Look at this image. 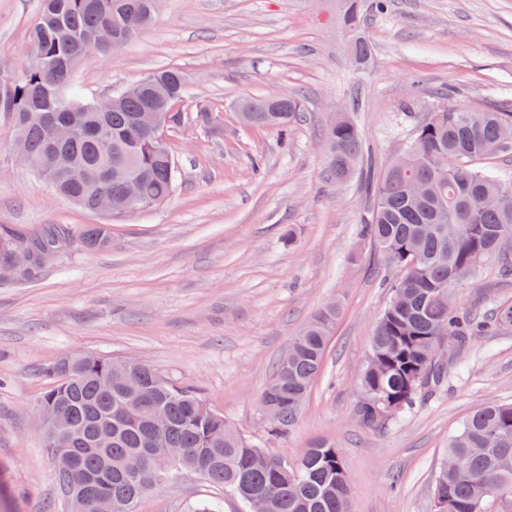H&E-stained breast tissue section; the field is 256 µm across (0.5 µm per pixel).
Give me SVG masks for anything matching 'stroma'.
Returning <instances> with one entry per match:
<instances>
[{
  "instance_id": "stroma-1",
  "label": "stroma",
  "mask_w": 512,
  "mask_h": 512,
  "mask_svg": "<svg viewBox=\"0 0 512 512\" xmlns=\"http://www.w3.org/2000/svg\"><path fill=\"white\" fill-rule=\"evenodd\" d=\"M41 0H0V89L29 60ZM340 0H159L158 20L73 74L85 98L181 69L187 119L166 140L180 165L171 198L113 220L56 195L14 149L0 121V224H109L111 244L81 242L31 279L0 280V512H70L44 448L39 398L47 367L73 354L135 359L200 388L241 433L292 458L312 442L339 449L350 512H434L448 436L476 409L512 401V332L475 339L448 388L408 414L361 426L354 408L375 320L387 301L383 261L357 236L367 199L359 180L326 174L324 141L337 113L365 151L389 163L433 89L452 104H512V0H364L367 70L356 67L336 15ZM300 94L287 139L245 128L238 102ZM207 106L214 126L192 119ZM339 313L323 371L287 438L269 440L261 397L294 336L329 302ZM461 309L512 303V277L484 260L458 294ZM232 497L180 471L138 512H188Z\"/></svg>"
}]
</instances>
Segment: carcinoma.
I'll list each match as a JSON object with an SVG mask.
<instances>
[{
	"instance_id": "carcinoma-1",
	"label": "carcinoma",
	"mask_w": 512,
	"mask_h": 512,
	"mask_svg": "<svg viewBox=\"0 0 512 512\" xmlns=\"http://www.w3.org/2000/svg\"><path fill=\"white\" fill-rule=\"evenodd\" d=\"M129 15L143 19L142 30L156 20V0H41L29 31L32 60L9 85L10 108L0 118L21 128L34 169L55 192L78 200L90 210L102 194L113 198L122 216L167 201L175 192L179 167L167 142L137 125L140 113L158 107L172 113L179 126L180 105L189 96L188 79L169 68L143 78L141 94L113 95L112 108L99 112L82 99L72 74L80 64V46L110 27L117 43L102 48L106 56L137 35L125 29ZM341 22L350 52L365 68L373 46L363 35L362 0H342ZM253 126L271 127L288 140V127L302 111L300 96H258ZM73 112L79 123L73 139L59 142L41 113ZM512 127V112L498 106L462 109L438 96L427 121L410 143L407 168L387 165L377 174L362 152V138L350 119L339 116L327 131L326 148L336 164L327 177L338 186L362 175L368 197L367 217L359 237L382 255L388 273L381 285L389 299L375 321L365 368L360 378L357 419L366 426L413 409L448 386V368L432 362L433 352L453 341L457 352L471 340L512 331V305L493 311L457 306V289L491 256L512 274V252L497 251L500 236L512 237V191L502 179L480 168L477 161L512 146L500 144L502 128ZM141 183V197L123 200L124 178ZM91 249L110 243L107 224H85L77 231L49 226L35 233L0 227V267L10 263L14 242L23 238L34 254L36 272L73 238ZM338 308L330 305L292 339L288 361H278L265 388V407L274 438L288 437L304 400L323 368ZM51 382L40 396L46 429L63 425L70 438L56 444L45 440L49 457L65 452L75 458L85 477L80 487L92 499L112 494L116 512H135L149 487L186 469L248 506L252 495L266 500L267 512H349V479L341 453L327 441L310 445L297 464L222 420L200 389L163 376L149 366L113 367L97 355L66 356L46 369ZM142 404L135 416L128 410ZM166 414L163 424L151 414ZM168 434L171 447L185 457L169 462L154 438ZM447 456L457 465L441 466L435 482L438 512H485V492L512 501V403L483 406L470 414L448 437Z\"/></svg>"
}]
</instances>
